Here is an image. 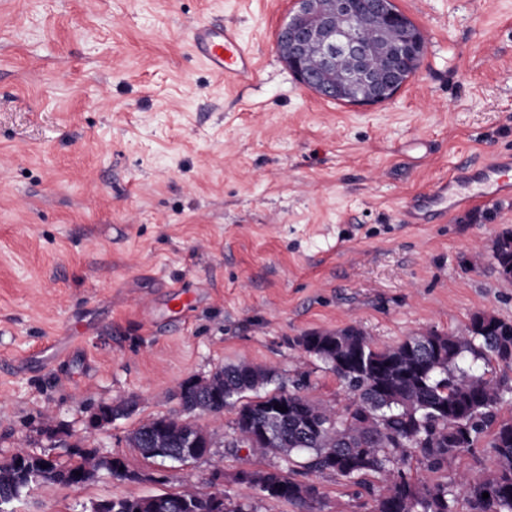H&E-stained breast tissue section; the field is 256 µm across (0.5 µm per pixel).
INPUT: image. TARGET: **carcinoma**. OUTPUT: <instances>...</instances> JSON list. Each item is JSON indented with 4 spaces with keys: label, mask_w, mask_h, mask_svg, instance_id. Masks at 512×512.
<instances>
[{
    "label": "carcinoma",
    "mask_w": 512,
    "mask_h": 512,
    "mask_svg": "<svg viewBox=\"0 0 512 512\" xmlns=\"http://www.w3.org/2000/svg\"><path fill=\"white\" fill-rule=\"evenodd\" d=\"M492 330L480 336L440 333V345L419 356L407 351L413 337L383 348L369 342L362 349L366 367L343 369L331 355L312 348L316 338L308 332L298 346L322 361L349 394L344 409L318 404L300 393L278 387L258 401H242L244 394L271 383L272 369H248L245 363L227 365L206 378L219 407L233 406L234 447L248 450L251 470H241L236 482L251 489L265 485L262 497L287 501L301 508L322 504L323 495L314 483L296 479L297 468L329 474L346 486L370 497L371 512H512V415L502 414L512 400V383L496 368L512 370V348L500 328L512 320L492 316ZM481 360L489 370L476 374L463 365L465 356ZM183 411L204 405L197 384L180 385ZM288 401V420L282 422L279 441L269 448L256 447L249 435L265 422L267 408ZM312 418L319 431L304 433L300 424ZM182 417L158 416L129 434V441L147 460L158 450H176ZM489 450L491 467L481 479L459 469L465 454ZM276 458L269 468L262 462ZM40 472L41 483L72 485L76 472L85 481L101 469L112 476L135 481L139 473L120 457H99L94 451H78L61 463L43 464V457L20 448L0 461V496L17 498L33 481L22 471ZM489 497L482 498L483 493ZM170 504L190 500L192 512H213V501L203 490L163 493ZM120 512H158L155 500L121 499Z\"/></svg>",
    "instance_id": "carcinoma-1"
}]
</instances>
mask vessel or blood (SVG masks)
<instances>
[{
    "label": "vessel or blood",
    "instance_id": "obj_1",
    "mask_svg": "<svg viewBox=\"0 0 512 512\" xmlns=\"http://www.w3.org/2000/svg\"><path fill=\"white\" fill-rule=\"evenodd\" d=\"M195 55L224 81L248 84L257 65L253 52L231 27L202 23L191 31ZM512 196V154L500 153L479 165L451 169L429 191L413 195L405 212L416 224L447 221L457 209Z\"/></svg>",
    "mask_w": 512,
    "mask_h": 512
}]
</instances>
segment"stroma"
I'll return each mask as SVG.
<instances>
[{"label": "stroma", "instance_id": "1", "mask_svg": "<svg viewBox=\"0 0 512 512\" xmlns=\"http://www.w3.org/2000/svg\"><path fill=\"white\" fill-rule=\"evenodd\" d=\"M423 32L390 101L327 107L282 61L293 0H0V461L24 447L122 457L79 487H31L11 512L207 488L238 498L234 408L195 415L209 455L146 460L128 442L178 416L180 384L245 361L336 407L348 394L297 345L354 326L383 347L471 315L512 318L485 250L512 197L407 224L408 198L461 161L512 152V0H395ZM197 22L235 27L259 60L225 89L192 54ZM181 284L190 305L173 300ZM60 364L37 352L64 332ZM129 416L98 427V405ZM322 512H367L310 475Z\"/></svg>", "mask_w": 512, "mask_h": 512}]
</instances>
